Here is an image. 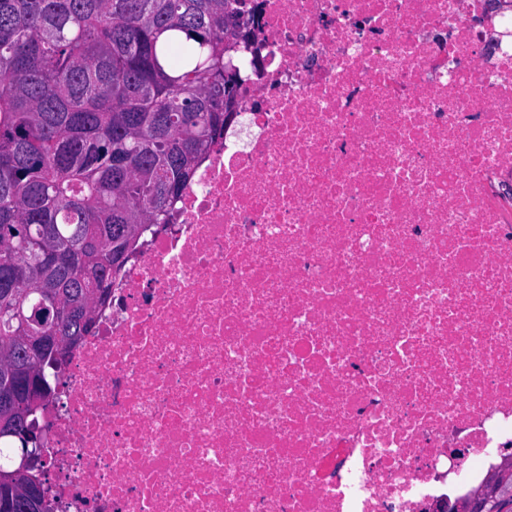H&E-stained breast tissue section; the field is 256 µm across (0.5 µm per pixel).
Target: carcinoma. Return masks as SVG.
<instances>
[{
  "label": "carcinoma",
  "mask_w": 512,
  "mask_h": 512,
  "mask_svg": "<svg viewBox=\"0 0 512 512\" xmlns=\"http://www.w3.org/2000/svg\"><path fill=\"white\" fill-rule=\"evenodd\" d=\"M246 0H0V497L61 365L234 116Z\"/></svg>",
  "instance_id": "obj_1"
}]
</instances>
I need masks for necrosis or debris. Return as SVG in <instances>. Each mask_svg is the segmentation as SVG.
Instances as JSON below:
<instances>
[{"label":"necrosis or debris","mask_w":512,"mask_h":512,"mask_svg":"<svg viewBox=\"0 0 512 512\" xmlns=\"http://www.w3.org/2000/svg\"><path fill=\"white\" fill-rule=\"evenodd\" d=\"M249 4L37 414L52 512H425L512 456V0Z\"/></svg>","instance_id":"1"}]
</instances>
